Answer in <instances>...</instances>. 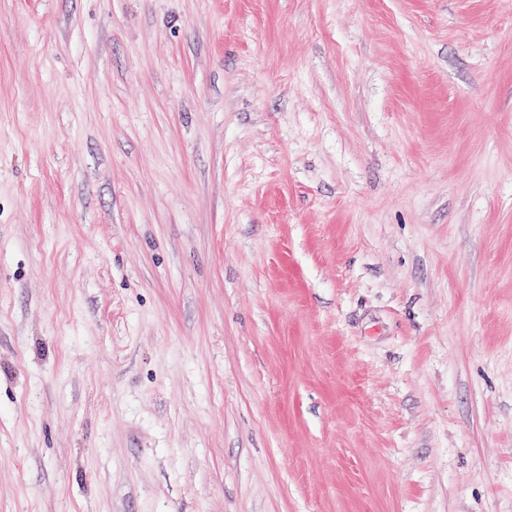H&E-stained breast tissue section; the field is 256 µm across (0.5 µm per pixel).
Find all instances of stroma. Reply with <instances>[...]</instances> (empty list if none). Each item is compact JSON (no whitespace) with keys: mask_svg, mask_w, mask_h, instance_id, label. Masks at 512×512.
<instances>
[{"mask_svg":"<svg viewBox=\"0 0 512 512\" xmlns=\"http://www.w3.org/2000/svg\"><path fill=\"white\" fill-rule=\"evenodd\" d=\"M0 512H512V0H0Z\"/></svg>","mask_w":512,"mask_h":512,"instance_id":"1","label":"stroma"}]
</instances>
